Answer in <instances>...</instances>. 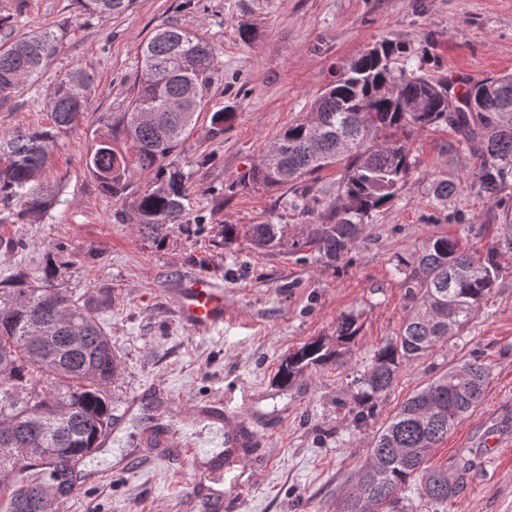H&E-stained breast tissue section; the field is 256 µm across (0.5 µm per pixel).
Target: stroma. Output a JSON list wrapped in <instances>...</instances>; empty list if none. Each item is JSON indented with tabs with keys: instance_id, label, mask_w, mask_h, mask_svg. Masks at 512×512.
I'll list each match as a JSON object with an SVG mask.
<instances>
[{
	"instance_id": "1",
	"label": "stroma",
	"mask_w": 512,
	"mask_h": 512,
	"mask_svg": "<svg viewBox=\"0 0 512 512\" xmlns=\"http://www.w3.org/2000/svg\"><path fill=\"white\" fill-rule=\"evenodd\" d=\"M13 15L0 45L45 28L65 32L60 52L37 81L0 104V130L48 124L46 100L73 68L91 75L92 105L58 141L43 173L54 205L36 222L0 220V279L40 273L47 248L61 247L58 280L99 306L121 357L112 413L124 421L110 445L85 458L86 483L56 499L53 512H337L342 493L366 462L376 431L401 403L441 371L476 357L489 371L482 404L436 448L431 465L473 459L459 512H512V253L487 304L448 345L401 369L366 423L351 392L374 350L400 327L409 303L395 256H409L435 235L458 236L486 251L500 231L495 208L471 186L474 164L448 129L413 130L405 189L383 206L363 241L337 264L309 251H261L245 240L224 246L228 224H284L303 236L310 216L292 206L289 187L241 188L264 147L332 80L336 66L390 39L407 45L413 66L432 78L474 82L512 74V0H136L120 15L83 14L79 0H0ZM209 41L215 57L208 105L176 162L192 174V213L206 231L172 234L159 244L122 221V202L86 167L96 119L127 109L139 48L161 22ZM255 37L243 42L238 30ZM232 112L223 132L211 116ZM456 186L434 198L436 181ZM194 276L221 284L228 305L222 330L198 334L177 317L173 291ZM345 313L358 334L340 360L312 366L286 387L277 373L289 353L336 334ZM224 402L223 425L196 421L193 406ZM256 435L243 450L240 479L224 484L212 507L193 499L199 475L190 454L213 452L224 470L225 427Z\"/></svg>"
}]
</instances>
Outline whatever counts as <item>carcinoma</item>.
Segmentation results:
<instances>
[{
	"label": "carcinoma",
	"mask_w": 512,
	"mask_h": 512,
	"mask_svg": "<svg viewBox=\"0 0 512 512\" xmlns=\"http://www.w3.org/2000/svg\"><path fill=\"white\" fill-rule=\"evenodd\" d=\"M134 0H80L88 15L128 11ZM63 31L45 30L0 48V102L37 80L62 43ZM399 67L391 66L394 56ZM214 54L201 36L173 23L157 25L140 46V67L127 111L102 115L106 131L94 133L86 166L117 201L134 200L126 223L157 243L174 230L191 235L205 229L188 211L190 173L169 157L193 133L208 104ZM88 75L70 70L57 79L47 100L51 125L0 133V209L27 221L52 205L54 193L40 183L57 138L75 128L91 108ZM451 128L474 160L473 186L494 205L512 199V74L488 77L457 92L446 79L434 80L410 65L400 45L379 42L342 65L310 112L286 128L263 151L259 163L237 182L277 187L306 181L340 168L336 188L313 198L320 207L306 238L308 248L338 262L374 223L380 209L406 186L410 174L408 131ZM121 131L135 163L112 146ZM156 169V181L130 191L134 167ZM244 236L256 249L286 245L288 225H224V243ZM512 253V204L502 210L500 233L477 258L462 240L435 236L410 256L393 260L403 275L410 311L395 336L377 349L354 380L357 402L372 407L402 367L460 335L498 282V257ZM45 254L39 275L19 272L0 280V512H51L52 491L74 493L76 465L99 448L112 424L110 388L121 361L98 309L56 282L57 254ZM357 334V318L336 321V342ZM339 356L323 339L304 344L282 362L284 386L310 366ZM489 369L479 359L452 367L408 397L375 433L368 462L341 498L340 512H406L400 492L411 483L428 502L444 506L466 484L471 465L450 470L429 464L433 450L482 402Z\"/></svg>",
	"instance_id": "1"
}]
</instances>
